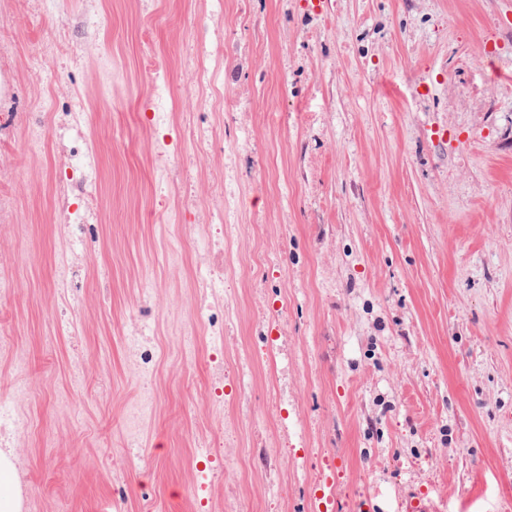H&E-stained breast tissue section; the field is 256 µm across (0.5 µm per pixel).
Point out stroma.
<instances>
[{"label":"stroma","mask_w":512,"mask_h":512,"mask_svg":"<svg viewBox=\"0 0 512 512\" xmlns=\"http://www.w3.org/2000/svg\"><path fill=\"white\" fill-rule=\"evenodd\" d=\"M50 98L0 131L19 512H512V0H0V113ZM67 219L99 239L55 336ZM133 363L140 375L143 374L153 359V345L147 336L139 333V325L135 323L127 336ZM33 397L26 382L18 380L10 394L0 397V447L18 448L29 430V421L23 414V408Z\"/></svg>","instance_id":"35a3bbf8"}]
</instances>
